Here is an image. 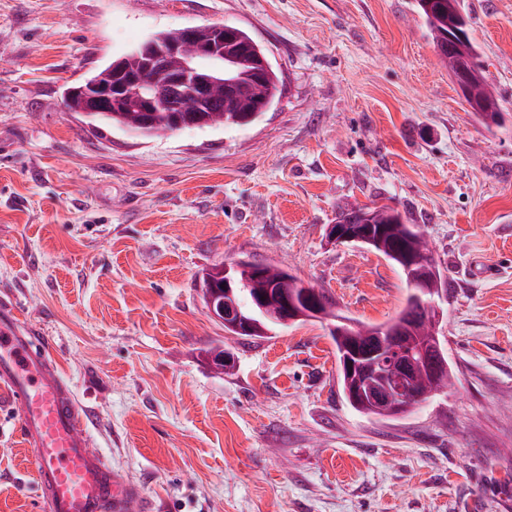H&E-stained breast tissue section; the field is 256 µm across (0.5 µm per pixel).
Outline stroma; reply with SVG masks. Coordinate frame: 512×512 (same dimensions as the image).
I'll list each match as a JSON object with an SVG mask.
<instances>
[{
    "label": "stroma",
    "instance_id": "35a3bbf8",
    "mask_svg": "<svg viewBox=\"0 0 512 512\" xmlns=\"http://www.w3.org/2000/svg\"><path fill=\"white\" fill-rule=\"evenodd\" d=\"M463 5L499 127L466 111L414 0H0V301L56 344L93 448L155 512H512V0ZM215 22L279 72L257 123L142 138L64 110L151 33ZM381 205L448 277L453 384L397 419L349 405L324 323L243 340L201 290L250 258L388 322L400 270L326 237ZM35 470L0 409V512H40Z\"/></svg>",
    "mask_w": 512,
    "mask_h": 512
}]
</instances>
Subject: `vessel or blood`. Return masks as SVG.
Masks as SVG:
<instances>
[{
	"mask_svg": "<svg viewBox=\"0 0 512 512\" xmlns=\"http://www.w3.org/2000/svg\"><path fill=\"white\" fill-rule=\"evenodd\" d=\"M0 392L20 415L44 512H153L92 448V416L60 377L54 342L13 308L0 309Z\"/></svg>",
	"mask_w": 512,
	"mask_h": 512,
	"instance_id": "vessel-or-blood-1",
	"label": "vessel or blood"
}]
</instances>
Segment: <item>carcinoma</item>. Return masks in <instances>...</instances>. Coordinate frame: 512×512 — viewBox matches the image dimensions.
Listing matches in <instances>:
<instances>
[{
	"instance_id": "1",
	"label": "carcinoma",
	"mask_w": 512,
	"mask_h": 512,
	"mask_svg": "<svg viewBox=\"0 0 512 512\" xmlns=\"http://www.w3.org/2000/svg\"><path fill=\"white\" fill-rule=\"evenodd\" d=\"M417 14L427 29L433 47L439 58L448 65V72L455 69L456 54L451 49L457 33L465 38V53L469 58V91L461 94L464 102L475 112L481 122L491 127L498 125L504 109L498 97L489 89L485 81L481 54L478 46L469 36L470 19L464 11L461 0H415ZM183 29L157 31L127 53L95 69L82 82L68 88L63 99L68 112L79 115L85 110L87 92L94 87H108L116 81L140 72L142 62L149 56L169 49L182 41ZM224 53L231 73L240 84L248 87L254 83L261 87V95L243 93L224 101V111L204 112L196 118L197 127H242L257 122L272 107L279 92V76L271 62L268 52L244 28L236 26L231 36L224 40ZM186 117L174 112L161 110L149 117L145 138L174 130L178 121ZM88 124L100 127H112L129 132L141 130V116L121 105L112 106L110 112H97L87 117ZM371 225L372 242H361L359 246L372 250L398 267L405 276L407 296L405 306L390 322L384 324H366L352 317H346L349 324L336 333L330 334L336 345V354L343 357L370 345L376 337L373 333L385 328H393L403 321L408 312L417 307L415 280L424 288H447L448 279L433 257L427 256L420 261L416 258V234L414 225L407 223L399 211L387 206L364 207L342 210L338 213L339 224ZM241 270L235 272L234 297L242 313L257 321L252 336L262 337L276 327H287L288 316H266L254 303V298L266 291L272 284L290 277L288 287L299 295L304 285L295 276L279 269L249 260L240 263ZM224 288V270L215 267L202 279V290L207 293L212 287ZM355 377L345 369L340 370V383L350 406L359 413L380 418H396L402 412L391 406L373 408L369 397L355 390Z\"/></svg>"
}]
</instances>
